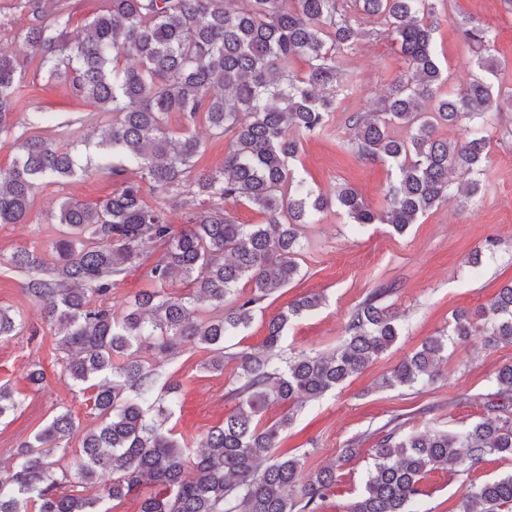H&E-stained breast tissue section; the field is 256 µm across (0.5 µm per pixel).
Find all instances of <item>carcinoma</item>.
Here are the masks:
<instances>
[{
    "mask_svg": "<svg viewBox=\"0 0 512 512\" xmlns=\"http://www.w3.org/2000/svg\"><path fill=\"white\" fill-rule=\"evenodd\" d=\"M446 3L104 0L90 22L73 28L69 0H27L36 68L112 119L98 125L93 144H59L40 134L54 121L52 112H26L14 141L17 157L0 170V225L23 223L35 187L86 173L95 151L97 169L120 181L121 189L98 203L63 200L56 216L63 230L52 244L57 256L18 248L5 264L24 276L26 293L44 305L48 321L59 327V343L73 352L66 376L80 390H92L98 424L80 437L72 464L77 487L87 489L104 471L113 478L94 495L58 493L54 449L79 433L64 407L0 470V512H111L109 500L143 486L153 491L140 512H317L318 502L334 493L337 470L359 440L309 473L306 456L277 451L280 437L303 405L342 387L397 341L398 315L383 303L397 284L373 289L327 353L286 358L282 350L286 326L320 307V295L296 300L269 320L261 346L228 353L226 343L251 326L261 300L300 275L303 227L319 223L329 207L355 224H388L402 235L448 200L454 178L468 197L482 190L490 141L480 125L486 113L512 105V87L494 85L493 37L473 25L462 29L463 44L485 54L472 61L458 91L448 92L433 41L438 6ZM363 20L379 25L408 64L382 107L347 117L356 155L397 172L380 211L348 185L331 201L290 173L297 135L320 134L352 85L345 51L364 37ZM297 58L306 63L300 75L291 71ZM17 71V60L0 53V135L12 130L14 114L25 112ZM173 114L182 118L178 129L169 126ZM200 120L229 137L228 150L224 167L191 180ZM442 126L460 136L441 138ZM147 190L190 210V224L175 230L165 208L145 199ZM229 201L259 210L267 223H236L224 208ZM149 243L163 248L148 272L152 287L117 312L112 288L141 265ZM176 280L192 291L167 292ZM22 329L21 315L0 307V340ZM477 334L512 344V283L475 315H455L450 329L426 339L378 388L432 383L448 360V343ZM194 348L209 351L208 371L235 364L229 397L236 401L196 450L164 428L180 385L162 381L159 366L147 358L156 350L177 356ZM276 404L284 411L269 423L265 414ZM16 406L13 390L1 386L0 419ZM511 406L507 364L485 394L486 414L460 430L407 432L399 417L390 419L367 434L372 466L346 512H419L423 481L432 471L467 476L488 456L511 459L512 422L503 417ZM456 512H512V472L469 484Z\"/></svg>",
    "mask_w": 512,
    "mask_h": 512,
    "instance_id": "carcinoma-1",
    "label": "carcinoma"
}]
</instances>
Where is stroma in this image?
I'll return each mask as SVG.
<instances>
[{"label": "stroma", "instance_id": "1", "mask_svg": "<svg viewBox=\"0 0 512 512\" xmlns=\"http://www.w3.org/2000/svg\"><path fill=\"white\" fill-rule=\"evenodd\" d=\"M22 0H0V23L9 33L0 49L23 63L19 90L31 109L54 112L56 122L44 136H63L62 125L71 122L76 136L91 135L101 117L75 100L68 88L47 81L27 66L30 25ZM480 25L494 37V54L502 63L503 85H512V0H451L437 20L434 40L440 61L458 79H465L472 56L462 44L463 27ZM347 61L353 87L339 103L326 129L300 143L294 165L298 176L325 195L338 186L355 187L365 202L382 209L385 190L396 172L388 164L359 160L348 148L353 135L349 113L379 108L391 84L407 69L396 44L384 35L360 39ZM490 162L485 187L479 197L451 194L440 207L426 212L405 234L385 224L357 225L337 208H330L316 224L304 228L301 275L291 285L262 300L248 330L232 341L233 351L262 344L266 322L304 295L317 293L326 303L288 325L285 355L318 353L340 341L352 310L380 284L396 281L400 288L387 299L402 317V332L377 363L352 378L335 393L302 408L283 439V446L306 456V470L315 471L337 459L349 441L360 440L356 455L339 472L338 486L319 504L318 512H345L360 493L372 465L366 431L401 416L406 430L432 425L455 430L478 421L484 413L481 394L489 390L495 371L512 364V345H484L482 338L449 344L448 361L433 385L403 390H377L375 380L411 355L428 337L452 322L455 311H471L485 304L512 281V111L493 112L488 118ZM108 175L86 174L51 186H38L24 223L0 226V256L20 247L51 253L58 238L55 215L67 198L85 202L104 199L120 189ZM499 243L496 256L481 264L470 261L486 239ZM24 278L0 266V307L21 313L26 327L17 336L0 340V385L12 387L19 406L0 420V468L7 467L17 444L31 437L59 407L71 409L82 429L96 427L87 394L71 385L64 372L65 355L57 345L54 328L46 322L42 305L28 296ZM207 351L192 349L174 358L157 355L164 377L181 386V406L171 420L176 433L196 443L224 421L234 404L227 400L231 370L208 372L202 367ZM45 373L41 385H30L25 375L32 365ZM512 472V459L491 456L463 478L445 470L430 473L424 482L421 512H449L462 498L468 481L482 482Z\"/></svg>", "mask_w": 512, "mask_h": 512}]
</instances>
